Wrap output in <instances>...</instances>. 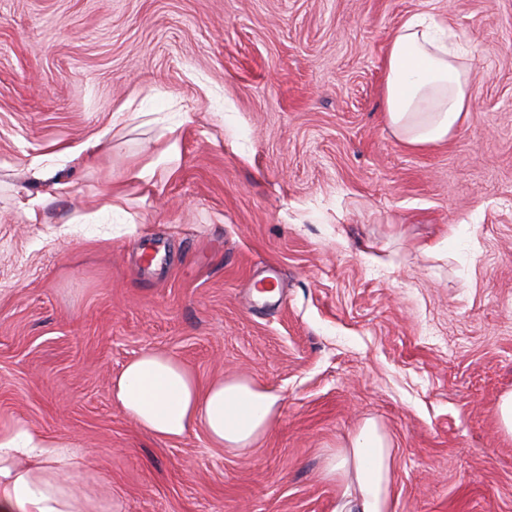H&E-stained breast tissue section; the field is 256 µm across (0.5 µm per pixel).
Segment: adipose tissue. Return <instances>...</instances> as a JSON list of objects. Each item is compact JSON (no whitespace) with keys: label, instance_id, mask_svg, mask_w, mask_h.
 I'll use <instances>...</instances> for the list:
<instances>
[{"label":"adipose tissue","instance_id":"ef3b65f1","mask_svg":"<svg viewBox=\"0 0 512 512\" xmlns=\"http://www.w3.org/2000/svg\"><path fill=\"white\" fill-rule=\"evenodd\" d=\"M467 49L450 19L426 12L406 18L391 38L385 64L384 119L415 150L444 143L473 112L461 65ZM112 400L159 441L202 429L217 447H252L279 422L282 396L243 376L201 383L175 356L148 349L113 377ZM85 455L68 439L48 437L25 420L0 426V512H112L111 501L85 491ZM394 456L386 434L366 420L347 447L328 457L329 481L352 483L340 512H394Z\"/></svg>","mask_w":512,"mask_h":512}]
</instances>
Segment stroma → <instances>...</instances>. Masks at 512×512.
<instances>
[{
    "mask_svg": "<svg viewBox=\"0 0 512 512\" xmlns=\"http://www.w3.org/2000/svg\"><path fill=\"white\" fill-rule=\"evenodd\" d=\"M420 11L481 47L471 121L425 151L382 98ZM95 137L96 160H67ZM38 157L71 187L31 224ZM151 161L155 189L125 188L131 234L103 197ZM146 348L278 390V425L231 453L199 429L152 439L110 397ZM510 389L512 0H0V424L77 440L114 512H336L324 464L369 418L397 512H512Z\"/></svg>",
    "mask_w": 512,
    "mask_h": 512,
    "instance_id": "stroma-1",
    "label": "stroma"
}]
</instances>
